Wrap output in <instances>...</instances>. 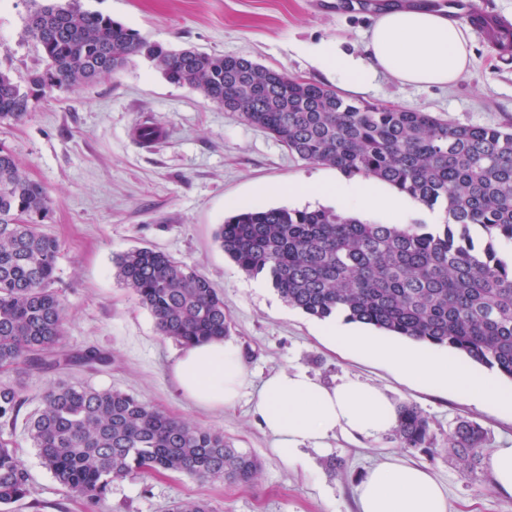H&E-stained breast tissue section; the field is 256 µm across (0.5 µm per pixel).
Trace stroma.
Listing matches in <instances>:
<instances>
[{"label": "stroma", "instance_id": "35a3bbf8", "mask_svg": "<svg viewBox=\"0 0 512 512\" xmlns=\"http://www.w3.org/2000/svg\"><path fill=\"white\" fill-rule=\"evenodd\" d=\"M141 37L171 49L234 54L291 77L329 85L309 46L331 42L361 54L375 17L340 8L338 0H81ZM29 0H0V68L25 79L40 55L23 38ZM471 67L448 86L418 87L382 76L361 101L420 109L456 125L512 129V53L496 51L486 34L467 26ZM165 130L151 146L133 130ZM0 146L52 200L43 232L61 249L54 288L66 308L65 351L95 348L105 364L68 365L48 372L0 368V386L16 388L21 407L0 425L30 475L31 493L10 512H171L181 500H202L211 512H354L356 486L368 467L392 455L425 466L447 489L450 512H512V497L493 487L486 466L461 472L443 451L449 427L464 416L488 432L490 446L512 442V417L467 403L455 393L415 385L387 365L327 346L321 319L288 306L268 281H257L214 240L219 224L246 208H335L321 193L292 196L293 184L341 179L336 168L288 152L269 133L224 111L200 91L169 82L151 62L135 57L121 70L35 102L20 123L0 125ZM137 247L163 251L205 275L224 298L228 341L241 351L251 387L271 371L296 368L332 384L351 377L376 385L396 403L429 417L438 453L401 450L391 436L352 444L343 438L306 448L305 466L291 468L250 412L206 410L183 399L170 376L180 349L162 336L148 310L115 277L117 256ZM59 385L114 389L138 396L167 414L223 434L233 448L256 456L258 478L248 485L199 480L178 473L137 474L113 481L97 505L58 483L30 441L26 421L47 391ZM343 460L329 470L330 458Z\"/></svg>", "mask_w": 512, "mask_h": 512}]
</instances>
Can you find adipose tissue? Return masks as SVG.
Masks as SVG:
<instances>
[{
  "label": "adipose tissue",
  "instance_id": "1",
  "mask_svg": "<svg viewBox=\"0 0 512 512\" xmlns=\"http://www.w3.org/2000/svg\"><path fill=\"white\" fill-rule=\"evenodd\" d=\"M318 67L352 92L370 90L379 75L416 86H447L471 65L466 30L430 8L392 9L369 29L362 56L320 45ZM328 194L338 203L369 209L383 204L396 215L411 206L409 196H382L375 185L337 182ZM329 345L390 364L419 386L452 391L466 400L512 414V387L498 384L448 355L397 340L364 334L341 319L322 331ZM170 373L180 394L194 405L221 409L233 405L249 383L241 352L221 339L183 347ZM252 413L272 438L273 451L289 466L301 464L305 445L325 447L330 438L375 440L397 424V407L380 388L346 378L328 385L307 372L282 368L267 376L252 398ZM358 512H448V493L425 468L389 456L359 481Z\"/></svg>",
  "mask_w": 512,
  "mask_h": 512
}]
</instances>
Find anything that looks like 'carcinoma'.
Segmentation results:
<instances>
[{"mask_svg":"<svg viewBox=\"0 0 512 512\" xmlns=\"http://www.w3.org/2000/svg\"><path fill=\"white\" fill-rule=\"evenodd\" d=\"M22 37L43 66L20 83L0 71V123H18L34 101L148 59L165 78L199 90L267 131L304 161L348 177L373 178L440 210L428 225L362 222L333 209H243L219 225L224 254L268 278L288 305L307 315L370 325L465 355L512 380V131L449 124L430 112L357 104L318 83L231 54L171 50L149 42L79 0H41ZM52 211L46 190L0 146V366L48 371L75 362L105 363L103 353L61 350L65 309L54 282L57 239L41 232ZM116 277L152 315L157 330L183 345L229 331L224 299L193 267L150 248L115 262ZM18 392L0 387V420L16 419ZM28 431L44 467L89 503L112 481L134 473L174 472L248 483L258 459L224 436L167 415L137 397L85 386H58L42 399ZM400 447L433 451L429 418L398 408ZM487 447V431L460 417L444 450L465 474ZM31 493L29 474L0 440V506Z\"/></svg>","mask_w":512,"mask_h":512,"instance_id":"obj_1","label":"carcinoma"}]
</instances>
